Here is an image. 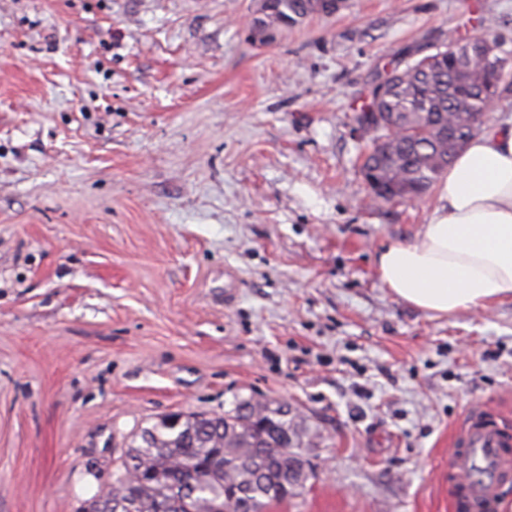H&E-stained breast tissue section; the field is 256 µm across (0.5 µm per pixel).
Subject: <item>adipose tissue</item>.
Masks as SVG:
<instances>
[{
    "label": "adipose tissue",
    "mask_w": 512,
    "mask_h": 512,
    "mask_svg": "<svg viewBox=\"0 0 512 512\" xmlns=\"http://www.w3.org/2000/svg\"><path fill=\"white\" fill-rule=\"evenodd\" d=\"M377 271L396 298L435 315L512 297V124L469 141L427 224L413 242L384 246Z\"/></svg>",
    "instance_id": "1"
}]
</instances>
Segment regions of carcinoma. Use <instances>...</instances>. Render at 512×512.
Masks as SVG:
<instances>
[{"mask_svg":"<svg viewBox=\"0 0 512 512\" xmlns=\"http://www.w3.org/2000/svg\"><path fill=\"white\" fill-rule=\"evenodd\" d=\"M321 11L320 0H278L272 24H286ZM434 52L403 66L366 128L385 139L386 153L368 155L373 194L389 201L426 193L443 167L475 135L466 120L484 112L501 86L487 89L472 65L481 48L503 65L512 54L481 37L461 43L448 35ZM308 448L288 421V405L237 399L222 415L190 413L176 425L160 418L132 437L112 484L100 490L85 512H268L274 503L306 488Z\"/></svg>","mask_w":512,"mask_h":512,"instance_id":"obj_1","label":"carcinoma"}]
</instances>
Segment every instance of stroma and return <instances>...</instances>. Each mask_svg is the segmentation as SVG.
<instances>
[{"instance_id":"1","label":"stroma","mask_w":512,"mask_h":512,"mask_svg":"<svg viewBox=\"0 0 512 512\" xmlns=\"http://www.w3.org/2000/svg\"><path fill=\"white\" fill-rule=\"evenodd\" d=\"M0 0V512H80L132 436L287 403L314 476L269 512H451L448 445L512 428V299L435 316L382 246L438 190L367 189L377 74L512 0ZM321 0H278V13L269 18L271 24H288L312 12H321Z\"/></svg>"}]
</instances>
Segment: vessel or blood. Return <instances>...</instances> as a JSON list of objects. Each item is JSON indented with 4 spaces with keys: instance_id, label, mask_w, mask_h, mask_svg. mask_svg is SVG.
I'll return each mask as SVG.
<instances>
[{
    "instance_id": "vessel-or-blood-1",
    "label": "vessel or blood",
    "mask_w": 512,
    "mask_h": 512,
    "mask_svg": "<svg viewBox=\"0 0 512 512\" xmlns=\"http://www.w3.org/2000/svg\"><path fill=\"white\" fill-rule=\"evenodd\" d=\"M448 458L453 512H494L503 484L512 480V429L493 416L469 417L454 433Z\"/></svg>"
}]
</instances>
